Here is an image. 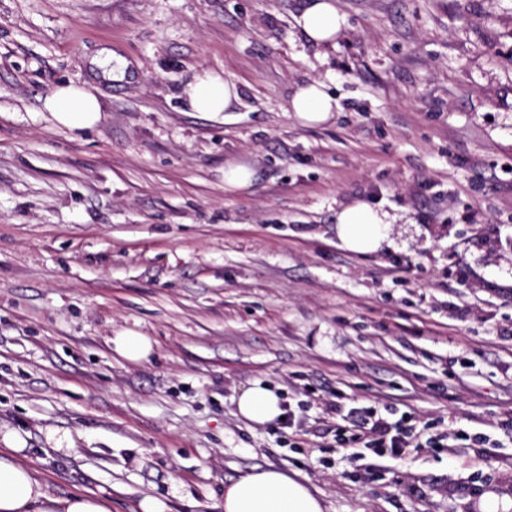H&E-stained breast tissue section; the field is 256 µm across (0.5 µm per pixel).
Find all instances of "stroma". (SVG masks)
Listing matches in <instances>:
<instances>
[{
  "label": "stroma",
  "instance_id": "35a3bbf8",
  "mask_svg": "<svg viewBox=\"0 0 512 512\" xmlns=\"http://www.w3.org/2000/svg\"><path fill=\"white\" fill-rule=\"evenodd\" d=\"M307 4L0 0V449L53 496L223 512L273 466L325 512L512 500V0H336L321 45ZM205 69L239 88L217 116L183 98ZM316 79L339 108L308 127L289 101ZM69 82L101 100L90 129L44 108ZM231 163L250 188L225 191ZM357 199L391 246H342ZM257 381L297 427L238 415ZM360 405L449 446L347 460ZM310 1L297 18L298 26L316 44L335 41L345 20L334 0ZM114 350L131 362L148 360L152 353V344L147 336L132 331L119 333L112 338Z\"/></svg>",
  "mask_w": 512,
  "mask_h": 512
}]
</instances>
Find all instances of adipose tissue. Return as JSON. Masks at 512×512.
Here are the masks:
<instances>
[{"instance_id":"1","label":"adipose tissue","mask_w":512,"mask_h":512,"mask_svg":"<svg viewBox=\"0 0 512 512\" xmlns=\"http://www.w3.org/2000/svg\"><path fill=\"white\" fill-rule=\"evenodd\" d=\"M307 37L317 44L339 36L344 17L334 0H310L297 19ZM191 111L217 115L238 100L237 85L219 73L201 71L183 91ZM60 125L72 130L94 126L102 112L98 96L82 85L57 86L44 102ZM338 103L325 83L314 80L300 86L289 109L306 126L327 123ZM390 215L366 201L356 200L336 214V234L353 252L378 251L388 241ZM237 411L246 420L264 425L283 413L281 398L273 388L255 382L237 400ZM0 512H110L107 502L95 494L55 498L45 485L11 455L0 456ZM224 512H324L322 500L303 482L268 467L242 474L224 486Z\"/></svg>"}]
</instances>
